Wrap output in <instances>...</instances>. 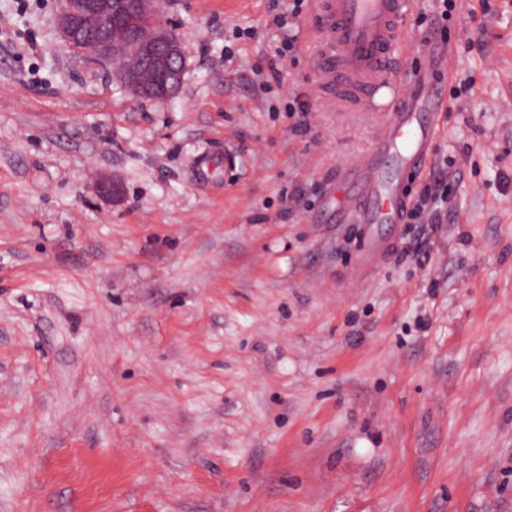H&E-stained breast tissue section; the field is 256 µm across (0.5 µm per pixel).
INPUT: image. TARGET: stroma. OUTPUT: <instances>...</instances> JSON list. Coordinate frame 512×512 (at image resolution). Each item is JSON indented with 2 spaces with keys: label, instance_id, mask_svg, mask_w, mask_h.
<instances>
[{
  "label": "stroma",
  "instance_id": "1",
  "mask_svg": "<svg viewBox=\"0 0 512 512\" xmlns=\"http://www.w3.org/2000/svg\"><path fill=\"white\" fill-rule=\"evenodd\" d=\"M272 2L159 0L158 100L0 0V512H512V0L448 10L470 86L401 177L453 173L442 223L361 226L336 181L382 117L312 96L311 6ZM437 29L420 0L406 73ZM120 77L132 97L167 99L179 90L188 67L186 36L161 20L143 39L121 41ZM150 72L152 79L143 78ZM91 190L95 196L107 203L116 205L123 201L122 183L111 176L100 178Z\"/></svg>",
  "mask_w": 512,
  "mask_h": 512
}]
</instances>
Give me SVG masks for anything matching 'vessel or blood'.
<instances>
[{
    "label": "vessel or blood",
    "mask_w": 512,
    "mask_h": 512,
    "mask_svg": "<svg viewBox=\"0 0 512 512\" xmlns=\"http://www.w3.org/2000/svg\"><path fill=\"white\" fill-rule=\"evenodd\" d=\"M419 0H314L320 19L314 57L322 76L319 98L337 110L368 111L379 104L383 120L372 148L339 180L337 213L347 224H391L405 202L399 183L384 179L387 155L404 170L420 172L440 112L447 105L451 53L446 42L430 36L420 56L419 79L410 82L397 67V53Z\"/></svg>",
    "instance_id": "1"
}]
</instances>
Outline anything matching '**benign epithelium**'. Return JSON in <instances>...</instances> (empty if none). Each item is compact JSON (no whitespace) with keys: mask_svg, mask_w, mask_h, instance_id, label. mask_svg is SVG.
Returning <instances> with one entry per match:
<instances>
[{"mask_svg":"<svg viewBox=\"0 0 512 512\" xmlns=\"http://www.w3.org/2000/svg\"><path fill=\"white\" fill-rule=\"evenodd\" d=\"M127 0H63L57 16V30L68 46L86 50L95 62L109 64L115 37L112 19L126 8ZM120 77L132 97L167 99L174 96L188 67L186 36L157 22L143 38L125 37L121 41ZM99 199L116 205L123 201L122 183L110 176L92 187Z\"/></svg>","mask_w":512,"mask_h":512,"instance_id":"obj_1","label":"benign epithelium"}]
</instances>
